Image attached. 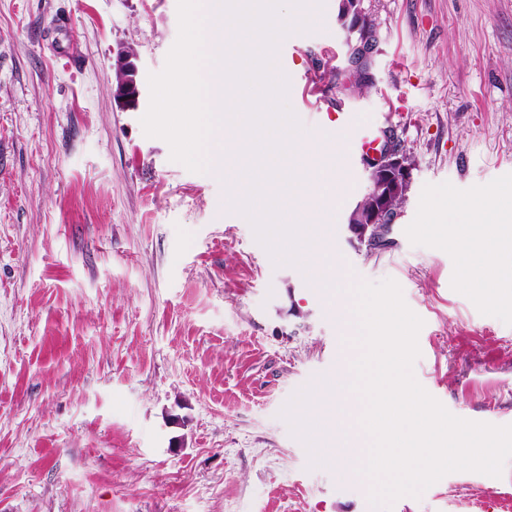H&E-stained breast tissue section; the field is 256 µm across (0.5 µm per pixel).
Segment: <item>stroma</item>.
<instances>
[{
	"label": "stroma",
	"instance_id": "35a3bbf8",
	"mask_svg": "<svg viewBox=\"0 0 512 512\" xmlns=\"http://www.w3.org/2000/svg\"><path fill=\"white\" fill-rule=\"evenodd\" d=\"M341 0L280 43L306 141L331 113L391 114L412 163L381 250L329 226L346 285L390 278L423 321L413 372L453 415L512 425V325L453 290L405 230L425 185L512 173V0H363L364 74ZM177 0H0V512H370L368 481L314 466L281 411L335 375L342 334L303 269L274 264L230 185L172 161L115 95L114 57L161 72ZM324 77L315 95L309 76ZM391 512H512L502 477L453 472ZM357 23L358 24L354 30L357 31V29L359 30L362 27L365 38H364V41H362V39L358 38V41L355 44H352L351 42L349 43V62L351 63V65H352L354 59L359 56V54L368 53L367 52L368 47L366 49V45L369 40L371 30H373V24H372L371 19L367 16V14L363 10H361L359 8L357 10ZM369 42H371V40H369Z\"/></svg>",
	"mask_w": 512,
	"mask_h": 512
}]
</instances>
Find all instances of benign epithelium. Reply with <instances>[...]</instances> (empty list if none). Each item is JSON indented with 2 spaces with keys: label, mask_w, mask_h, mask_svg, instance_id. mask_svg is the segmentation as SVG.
Instances as JSON below:
<instances>
[{
  "label": "benign epithelium",
  "mask_w": 512,
  "mask_h": 512,
  "mask_svg": "<svg viewBox=\"0 0 512 512\" xmlns=\"http://www.w3.org/2000/svg\"><path fill=\"white\" fill-rule=\"evenodd\" d=\"M114 67L119 76L115 96L124 107L136 108L140 96V79L132 55L126 50L118 51ZM400 155L401 151L388 141L382 158L367 163V192L372 198V208L363 213L358 222L347 218L348 227L363 242H373L386 235L388 225L382 220L386 212V198L390 193L399 191L401 184L411 180V169L402 164Z\"/></svg>",
  "instance_id": "benign-epithelium-1"
}]
</instances>
